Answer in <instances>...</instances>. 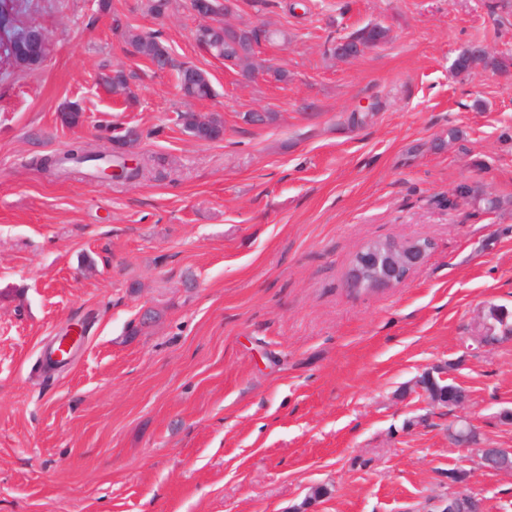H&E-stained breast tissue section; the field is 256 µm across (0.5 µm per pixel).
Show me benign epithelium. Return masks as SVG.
<instances>
[{
	"mask_svg": "<svg viewBox=\"0 0 512 512\" xmlns=\"http://www.w3.org/2000/svg\"><path fill=\"white\" fill-rule=\"evenodd\" d=\"M195 12L204 18H212L214 22L199 27L196 34L224 30L233 33L241 28L239 24H227L217 15L209 11L195 9ZM371 49L369 45L352 44L345 36L336 38L332 50L339 60L356 58ZM210 117L195 114L194 127L185 130V133L198 142H206L205 130ZM430 243L423 239L406 242H392L378 240L368 242L356 252L348 272V284L352 288H362L366 291H378L404 283L411 272L424 261ZM81 335V329L74 327L65 335L56 339L59 355L71 352L76 337ZM425 398L434 405L443 407H461L466 400V394L461 392L453 399L448 398V392L431 394L424 393ZM479 462L482 468L512 475V448H486L477 449ZM474 494L468 485L466 471L453 469L448 471V497L438 503V512H471Z\"/></svg>",
	"mask_w": 512,
	"mask_h": 512,
	"instance_id": "benign-epithelium-1",
	"label": "benign epithelium"
}]
</instances>
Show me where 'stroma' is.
<instances>
[{
    "mask_svg": "<svg viewBox=\"0 0 512 512\" xmlns=\"http://www.w3.org/2000/svg\"><path fill=\"white\" fill-rule=\"evenodd\" d=\"M148 4L0 0V512H434L453 468L512 512V476L448 441L462 413L512 447V339L469 347L489 306L512 310V74L453 69L474 43L512 55V0H236L231 23L271 33L258 61L288 72L248 84L197 42L191 0ZM33 23L49 46L26 65L8 44ZM369 24L386 40L328 53ZM126 28L172 66L127 52ZM182 65L211 98H182ZM117 68L128 94L102 82ZM187 111L223 139H191ZM116 128L140 132L136 181L35 163L113 154ZM385 239L431 248L405 283L350 291ZM438 365L461 409L422 395ZM103 157L95 154L87 148L82 142H74L62 154L46 155L37 160V163L43 170L51 171L58 175H64L68 172L69 163H85L91 161H100Z\"/></svg>",
    "mask_w": 512,
    "mask_h": 512,
    "instance_id": "1",
    "label": "stroma"
}]
</instances>
